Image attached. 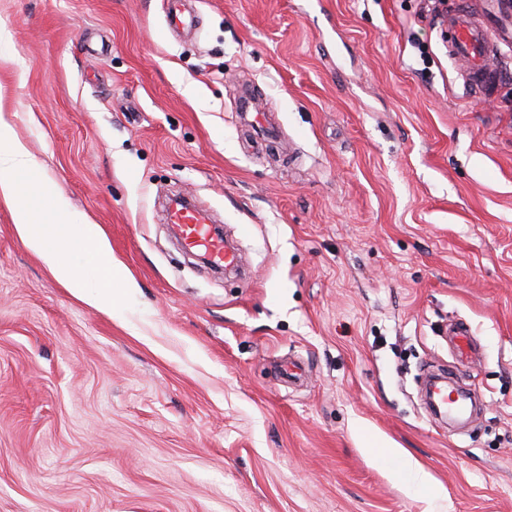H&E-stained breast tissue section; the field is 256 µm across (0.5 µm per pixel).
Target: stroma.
<instances>
[{"label":"stroma","mask_w":512,"mask_h":512,"mask_svg":"<svg viewBox=\"0 0 512 512\" xmlns=\"http://www.w3.org/2000/svg\"><path fill=\"white\" fill-rule=\"evenodd\" d=\"M192 5L185 36L163 0H0V110L132 283L89 307L0 202V512H512V61L474 101L458 0ZM166 190L245 275L179 247ZM448 371L479 397L463 426L423 397Z\"/></svg>","instance_id":"35a3bbf8"}]
</instances>
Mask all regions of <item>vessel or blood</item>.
<instances>
[{
	"label": "vessel or blood",
	"mask_w": 512,
	"mask_h": 512,
	"mask_svg": "<svg viewBox=\"0 0 512 512\" xmlns=\"http://www.w3.org/2000/svg\"><path fill=\"white\" fill-rule=\"evenodd\" d=\"M188 0H163L168 30L192 26ZM450 38L448 52L462 68L478 101H485L503 77L502 59L512 54V0H461L442 19ZM207 214L198 206L176 207L169 221L178 226L184 248L204 252L216 266L238 263L222 237L213 233Z\"/></svg>",
	"instance_id": "b4317fda"
}]
</instances>
